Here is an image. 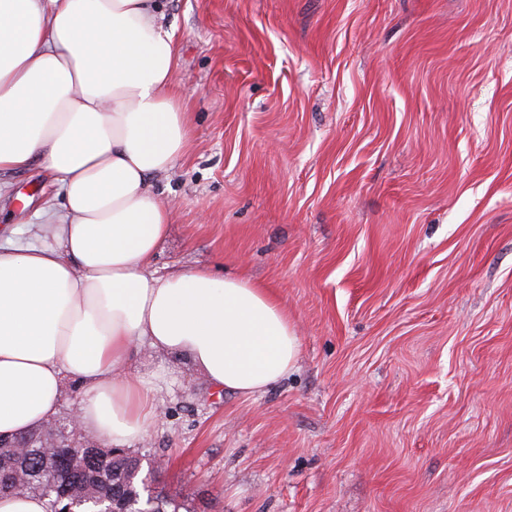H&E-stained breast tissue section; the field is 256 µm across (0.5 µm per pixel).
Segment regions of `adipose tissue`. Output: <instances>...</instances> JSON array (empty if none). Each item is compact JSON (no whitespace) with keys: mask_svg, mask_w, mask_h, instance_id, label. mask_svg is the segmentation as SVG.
Here are the masks:
<instances>
[{"mask_svg":"<svg viewBox=\"0 0 512 512\" xmlns=\"http://www.w3.org/2000/svg\"><path fill=\"white\" fill-rule=\"evenodd\" d=\"M177 47L159 0H0L5 174H56L30 242L0 243V438L52 422L69 384L77 425L130 447L154 425L168 370L251 396L293 372L300 340L267 287L227 272L152 269L173 224L154 190L188 147Z\"/></svg>","mask_w":512,"mask_h":512,"instance_id":"1","label":"adipose tissue"}]
</instances>
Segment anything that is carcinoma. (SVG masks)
<instances>
[{
    "label": "carcinoma",
    "mask_w": 512,
    "mask_h": 512,
    "mask_svg": "<svg viewBox=\"0 0 512 512\" xmlns=\"http://www.w3.org/2000/svg\"><path fill=\"white\" fill-rule=\"evenodd\" d=\"M65 472L64 461L51 448H25L18 456L0 452V477L22 474L26 490L45 500L47 512H52L56 500L54 487L48 485L46 471ZM141 463L137 456L117 451L104 457L92 456L86 460L77 490L96 498L125 503L140 502L138 476ZM142 508L147 512H179L181 504L176 496L164 490L147 494Z\"/></svg>",
    "instance_id": "obj_1"
}]
</instances>
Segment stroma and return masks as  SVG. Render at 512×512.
I'll use <instances>...</instances> for the list:
<instances>
[{"label":"stroma","mask_w":512,"mask_h":512,"mask_svg":"<svg viewBox=\"0 0 512 512\" xmlns=\"http://www.w3.org/2000/svg\"><path fill=\"white\" fill-rule=\"evenodd\" d=\"M187 152L153 268L241 272L300 339L186 359L132 453L188 512H512V0H164ZM0 234L51 186L9 175Z\"/></svg>","instance_id":"1"}]
</instances>
